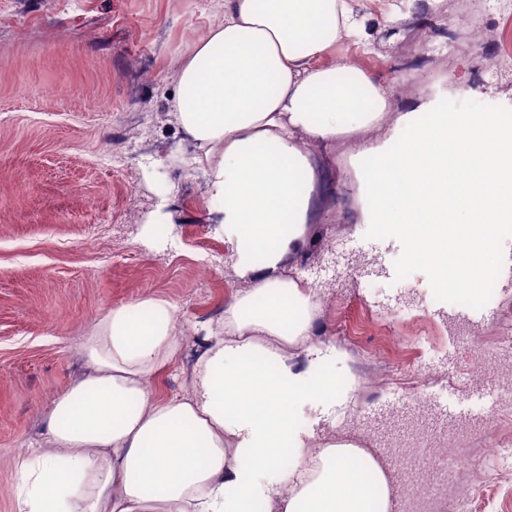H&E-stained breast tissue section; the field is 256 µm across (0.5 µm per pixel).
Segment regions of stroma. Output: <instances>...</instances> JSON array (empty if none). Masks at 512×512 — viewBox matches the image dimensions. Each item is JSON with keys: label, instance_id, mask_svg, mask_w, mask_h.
<instances>
[{"label": "stroma", "instance_id": "obj_1", "mask_svg": "<svg viewBox=\"0 0 512 512\" xmlns=\"http://www.w3.org/2000/svg\"><path fill=\"white\" fill-rule=\"evenodd\" d=\"M356 41L338 55L390 88L408 85L392 112L315 159L305 253L323 254L304 279L328 308L312 325L342 328L324 364L354 397L303 398L297 424L315 441L362 442L371 422L393 440L411 434L403 405L409 371L435 379L422 437L443 430L438 409L473 410L496 396L457 373L470 351L459 323L492 341L512 333V276L482 308L435 300L424 273L397 279L400 243L366 238L355 208L360 162L396 141L398 116L441 99L512 109V76L486 70L512 35L498 0H353ZM224 15V0H0V512H13L14 459L46 432L48 403L82 377L80 339L112 307L148 296L182 313L180 360L159 380L186 389L199 339L249 286L235 271L206 191L186 188L191 145L173 109L181 59ZM466 16L483 28L475 51ZM167 81L155 86L146 74ZM211 260L209 277L198 263ZM483 434L461 448L447 480L479 483L449 512H512V481L481 456Z\"/></svg>", "mask_w": 512, "mask_h": 512}]
</instances>
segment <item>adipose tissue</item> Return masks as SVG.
Masks as SVG:
<instances>
[{"label": "adipose tissue", "instance_id": "1", "mask_svg": "<svg viewBox=\"0 0 512 512\" xmlns=\"http://www.w3.org/2000/svg\"><path fill=\"white\" fill-rule=\"evenodd\" d=\"M355 34L351 0H224L223 24L181 65L174 108L251 286L185 394L155 389L183 351L173 304L109 310L80 344L88 375L52 400L45 440L15 460V512H391V479L372 455L352 442L312 447L295 423L301 397L335 391L317 371L337 351L309 343L320 307L306 283L281 276L305 239L309 144L352 137L392 109L336 55ZM286 447L308 461L302 478L282 469Z\"/></svg>", "mask_w": 512, "mask_h": 512}]
</instances>
